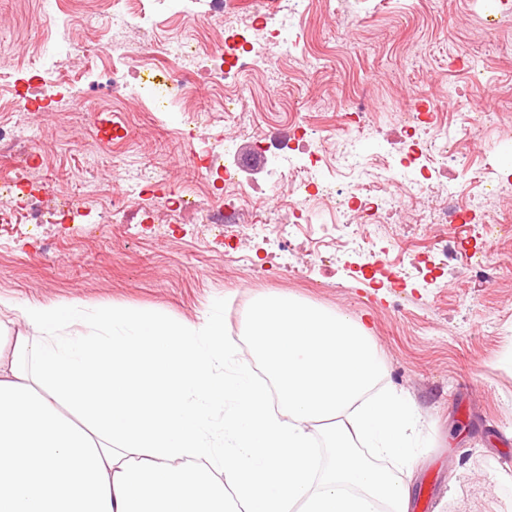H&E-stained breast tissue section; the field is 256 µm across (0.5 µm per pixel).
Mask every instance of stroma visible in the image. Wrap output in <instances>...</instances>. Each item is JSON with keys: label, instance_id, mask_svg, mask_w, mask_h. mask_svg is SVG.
I'll return each instance as SVG.
<instances>
[{"label": "stroma", "instance_id": "stroma-1", "mask_svg": "<svg viewBox=\"0 0 512 512\" xmlns=\"http://www.w3.org/2000/svg\"><path fill=\"white\" fill-rule=\"evenodd\" d=\"M160 39L185 35L224 38V23L191 21L173 14L164 0H142ZM108 26L100 0H0V55L17 78L29 79L43 44L57 45L56 76L63 97L82 96L86 107L34 112L31 126L42 139L30 160L35 188L71 193L86 179L105 192L126 187L131 168H161L163 189L196 188L201 172L190 151L191 125L168 105L164 84L152 99L112 97L104 72L110 63L92 57L91 75H80L65 40L96 43ZM291 59L241 75L244 109L253 123L233 122L222 112L225 88L199 85L198 107L212 113L208 132L231 134L236 146L263 136L271 150L284 147L281 132L300 119L319 130L331 150L350 120L339 100L361 96L371 122L358 140L363 159L394 150L401 134L400 109L447 92L441 113L449 126L465 125L450 88L466 92L487 109L467 148L456 184L463 197L476 192L470 169L489 168L503 181L504 199L482 203L478 222L500 218L490 238L473 235L498 269L494 284L462 260L434 270L433 282L412 274L398 283L373 277L351 253L316 263L319 232L305 230L294 242L301 274L285 272L279 259L255 252L242 240L253 267L226 257L222 239L202 241L197 223L174 225L162 235L146 232L134 208L120 223L9 224L0 228V297L17 304L77 301L159 313L171 320L224 321L223 343L233 364L249 365L265 380L261 360L245 334L257 299L289 294L368 323L386 362L384 386L413 399L423 427L406 478L413 501L430 499V512H512V491L500 484L512 467V0H312L297 20ZM431 200L421 197L396 224L377 232V258L393 261L398 248L431 250L449 224H427Z\"/></svg>", "mask_w": 512, "mask_h": 512}]
</instances>
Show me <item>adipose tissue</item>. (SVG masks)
Listing matches in <instances>:
<instances>
[{
    "instance_id": "ef3b65f1",
    "label": "adipose tissue",
    "mask_w": 512,
    "mask_h": 512,
    "mask_svg": "<svg viewBox=\"0 0 512 512\" xmlns=\"http://www.w3.org/2000/svg\"><path fill=\"white\" fill-rule=\"evenodd\" d=\"M19 319L13 337L0 323V512H409V486L360 449L411 464L420 413L381 387L384 363L350 317L257 301L246 334L265 384L225 373L220 319L74 303Z\"/></svg>"
}]
</instances>
